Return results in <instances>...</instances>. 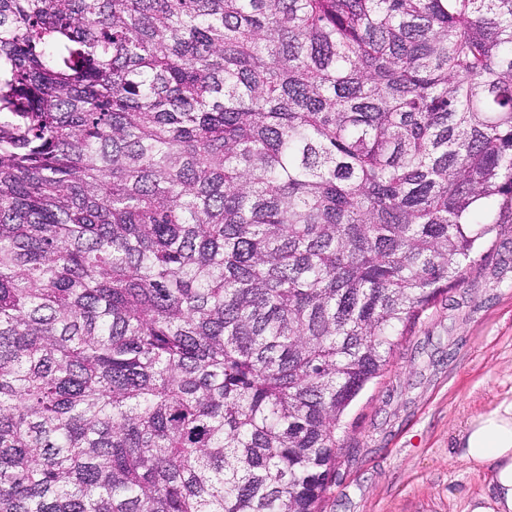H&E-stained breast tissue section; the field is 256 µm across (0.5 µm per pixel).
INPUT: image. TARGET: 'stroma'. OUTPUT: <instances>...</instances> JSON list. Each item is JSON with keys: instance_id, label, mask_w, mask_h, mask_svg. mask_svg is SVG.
I'll use <instances>...</instances> for the list:
<instances>
[{"instance_id": "stroma-1", "label": "stroma", "mask_w": 512, "mask_h": 512, "mask_svg": "<svg viewBox=\"0 0 512 512\" xmlns=\"http://www.w3.org/2000/svg\"><path fill=\"white\" fill-rule=\"evenodd\" d=\"M400 338L349 408L322 512H465L487 471L458 457L467 422L512 401V216Z\"/></svg>"}]
</instances>
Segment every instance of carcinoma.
<instances>
[{"label": "carcinoma", "mask_w": 512, "mask_h": 512, "mask_svg": "<svg viewBox=\"0 0 512 512\" xmlns=\"http://www.w3.org/2000/svg\"><path fill=\"white\" fill-rule=\"evenodd\" d=\"M496 204L512 0H0V512H322Z\"/></svg>", "instance_id": "cac0c4a2"}]
</instances>
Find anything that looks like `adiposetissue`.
<instances>
[{"label": "adipose tissue", "mask_w": 512, "mask_h": 512, "mask_svg": "<svg viewBox=\"0 0 512 512\" xmlns=\"http://www.w3.org/2000/svg\"><path fill=\"white\" fill-rule=\"evenodd\" d=\"M461 441V461L491 474L489 492L471 498L466 512H512V402L469 420Z\"/></svg>", "instance_id": "adipose-tissue-1"}]
</instances>
